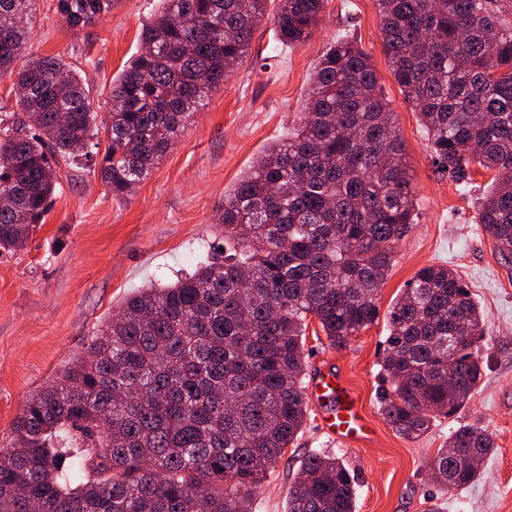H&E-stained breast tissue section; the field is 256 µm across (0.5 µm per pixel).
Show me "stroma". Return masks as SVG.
<instances>
[{"label": "stroma", "instance_id": "35a3bbf8", "mask_svg": "<svg viewBox=\"0 0 512 512\" xmlns=\"http://www.w3.org/2000/svg\"><path fill=\"white\" fill-rule=\"evenodd\" d=\"M279 0L224 85L207 95L176 143L134 193L118 200L102 184L98 163L106 134L91 156L57 159L59 182L43 224L26 250L0 254V440L8 438L27 400L75 354L102 322L140 288H165L211 260L222 235L224 195L254 158L283 138L303 111L313 68L337 36H348L371 57L395 115L415 188V222L397 242L377 306L383 318L343 347L329 344L310 322L306 373L330 365L358 394L371 423L367 441L344 446L318 426L320 406L309 402L296 444L260 485L252 512H286L288 490L304 458L340 457L357 481L356 512H512V264L504 265L477 224L490 171L476 170L459 186L435 173L418 114L395 80L384 51L377 0H326L311 38L283 46L272 22ZM159 0H114L111 13L84 27L66 24L58 0H36L29 42L35 57L59 56L83 78L94 112L105 114L112 81L140 50V32ZM428 265L455 270L480 303L487 324L479 345L483 379L453 418L438 419L422 438L397 434L382 417L379 361L388 334L384 318L404 288ZM467 425L491 433L496 448L478 480L444 492L430 465L449 433Z\"/></svg>", "mask_w": 512, "mask_h": 512}]
</instances>
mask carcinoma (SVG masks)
Segmentation results:
<instances>
[{
  "label": "carcinoma",
  "instance_id": "carcinoma-1",
  "mask_svg": "<svg viewBox=\"0 0 512 512\" xmlns=\"http://www.w3.org/2000/svg\"><path fill=\"white\" fill-rule=\"evenodd\" d=\"M143 50L112 81L100 178L124 199L153 171L209 91L224 83L267 0H161ZM273 24L294 47L325 0H280ZM384 50L418 112L436 172L469 185L493 172L477 223L512 262V0H377ZM112 0H60L70 26ZM35 0H0V72L21 115L0 133V252L27 248L59 181L98 134L78 72L25 58ZM229 255L167 288L127 297L0 443V512H249L259 484L301 432L308 319L342 347L379 317L394 245L414 223L404 142L370 56L344 36L314 67L305 111L224 195ZM485 318L467 285L420 269L387 313L379 411L407 439L451 418L482 378ZM453 378H448V372ZM494 450L460 426L431 464L458 490ZM355 477L309 455L288 512H355Z\"/></svg>",
  "mask_w": 512,
  "mask_h": 512
}]
</instances>
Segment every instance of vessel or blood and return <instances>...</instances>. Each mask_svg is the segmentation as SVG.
Instances as JSON below:
<instances>
[{"instance_id": "obj_1", "label": "vessel or blood", "mask_w": 512, "mask_h": 512, "mask_svg": "<svg viewBox=\"0 0 512 512\" xmlns=\"http://www.w3.org/2000/svg\"><path fill=\"white\" fill-rule=\"evenodd\" d=\"M312 391L320 398L334 397L336 407L323 420L322 430L338 442H346L361 436L364 425L359 415L357 398L342 382L336 370H320L313 382Z\"/></svg>"}]
</instances>
